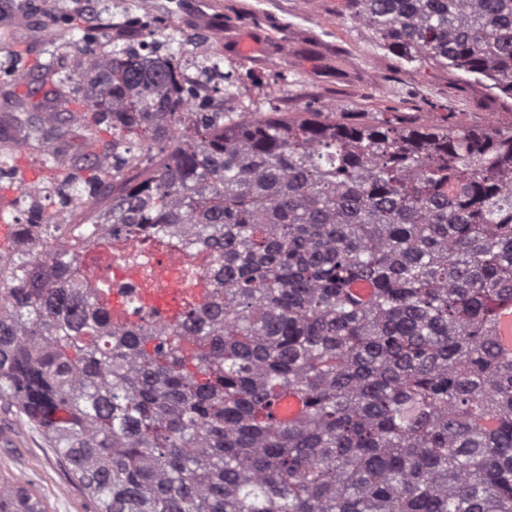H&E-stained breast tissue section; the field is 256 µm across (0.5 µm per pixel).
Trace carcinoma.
Returning a JSON list of instances; mask_svg holds the SVG:
<instances>
[{
	"label": "carcinoma",
	"instance_id": "obj_1",
	"mask_svg": "<svg viewBox=\"0 0 512 512\" xmlns=\"http://www.w3.org/2000/svg\"><path fill=\"white\" fill-rule=\"evenodd\" d=\"M345 8L512 99V0ZM216 69L114 48L56 79L47 101L82 103L89 192L106 158L118 191L84 222L195 244L207 296L119 321L54 225H17L0 406L94 512H512V127L236 119ZM29 499L0 485V512Z\"/></svg>",
	"mask_w": 512,
	"mask_h": 512
}]
</instances>
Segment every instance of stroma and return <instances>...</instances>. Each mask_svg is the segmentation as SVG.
<instances>
[{"mask_svg": "<svg viewBox=\"0 0 512 512\" xmlns=\"http://www.w3.org/2000/svg\"><path fill=\"white\" fill-rule=\"evenodd\" d=\"M344 0H0V102L7 92L35 98L39 87L74 70L77 39L99 32L112 41L116 25L132 16L178 26L204 38L203 55L233 70L237 99L259 114L278 108L298 117L335 109L343 121L376 116L427 125L512 124V99L487 79L461 75L436 62L408 61L389 51L374 31L343 12ZM15 70L29 84L12 78ZM53 145L66 157L45 165L35 150L16 153L9 177L0 176V247L10 248L25 217L19 185L51 187L86 167L77 122ZM20 481L42 512H94L68 467L41 430L0 409V483Z\"/></svg>", "mask_w": 512, "mask_h": 512, "instance_id": "obj_1", "label": "stroma"}]
</instances>
